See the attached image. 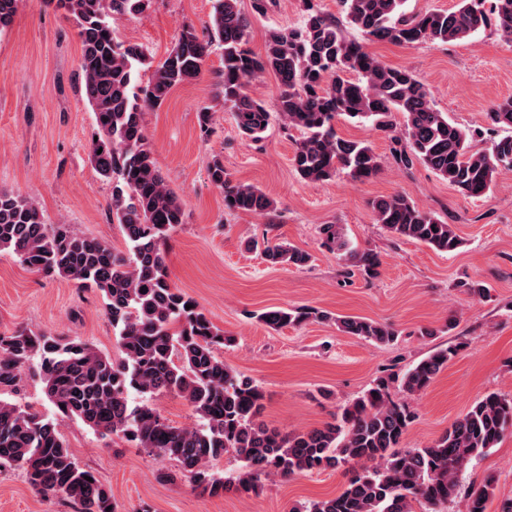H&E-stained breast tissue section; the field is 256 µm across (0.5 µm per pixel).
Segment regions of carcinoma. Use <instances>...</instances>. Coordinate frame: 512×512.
<instances>
[{"label":"carcinoma","instance_id":"obj_1","mask_svg":"<svg viewBox=\"0 0 512 512\" xmlns=\"http://www.w3.org/2000/svg\"><path fill=\"white\" fill-rule=\"evenodd\" d=\"M17 2L0 0V31L11 25ZM238 2L213 0L206 34L183 30L139 94L136 81L147 64L146 49L119 41L113 22L145 10L149 0H56L55 8L77 29L80 93L96 117L89 162L100 178L118 177L110 209L127 249L118 253L70 224H47L34 199L0 190V252H10L34 272L98 292L121 357L77 337L27 329L0 334V395L14 391L32 366L56 415L175 461L179 475L211 495L254 492L270 477L341 469L342 491L312 503L308 512H442L459 498L463 473L506 436L512 397L489 392L431 445L403 446L415 415L407 403L392 398V387L408 396L425 393L458 355V343L434 350L400 379L377 378L319 428L283 434L268 427L260 420L263 389L234 374L220 355L231 338L169 282L165 247L173 228L185 223V211L157 166L141 114L161 107L176 86L197 78L216 45L222 69L213 102L233 112L239 133L252 141L264 138L274 113L300 131L292 165L302 180L323 183L344 172L365 182L378 175L381 161L371 146L336 133L337 120L344 118L388 134L393 158L402 166L420 162L462 197L479 198L502 170L512 169V135L482 145L485 132L512 129V98L485 113L486 130L463 128L435 108L429 88L411 70L388 66L363 44L346 40L336 17L314 0H303L301 26L272 31L262 53L247 47L249 22ZM405 3L338 0L346 22L371 42L450 43L486 29L512 42V0H491L488 7L486 0H458L452 10L418 13L407 12ZM268 73L279 82L272 109L249 90ZM208 173L228 209L255 214L274 209L260 188L233 181L220 160H213ZM372 210L375 222L397 238L444 253L461 245L454 225L403 194L373 201ZM320 235L321 246L347 266L378 275L380 255L353 247L341 225L324 224ZM251 246L262 247L272 265L303 267L310 260L283 241L254 240ZM256 318L272 329L332 322L347 336L378 344L398 336L390 325L313 307L271 308ZM134 392L145 398L176 394L201 425H173L151 404L133 403ZM226 455L240 463L235 476L214 470ZM1 465L23 469L37 491L60 493L79 512H115L110 490L76 461L57 419L0 398ZM493 490L490 477L472 486L460 512H486Z\"/></svg>","mask_w":512,"mask_h":512}]
</instances>
